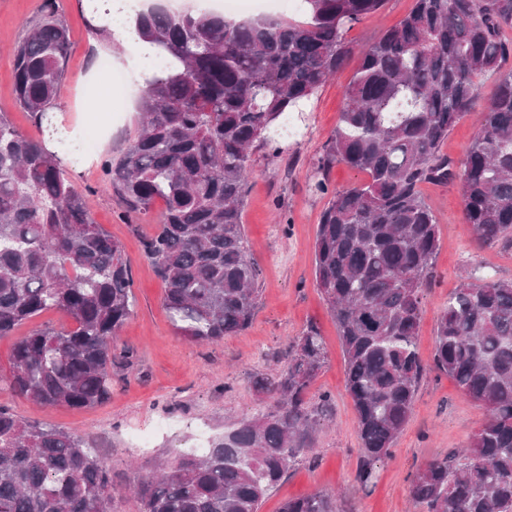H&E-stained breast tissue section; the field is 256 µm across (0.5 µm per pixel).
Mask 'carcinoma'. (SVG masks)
Here are the masks:
<instances>
[{
    "instance_id": "1",
    "label": "carcinoma",
    "mask_w": 512,
    "mask_h": 512,
    "mask_svg": "<svg viewBox=\"0 0 512 512\" xmlns=\"http://www.w3.org/2000/svg\"><path fill=\"white\" fill-rule=\"evenodd\" d=\"M384 0H300V19L228 20L221 12L153 5L128 20L163 60L145 75L138 125L104 181L133 212L163 202L145 256L164 286L177 333L215 343L250 327L261 270L241 213L256 152L280 137L341 68L349 28ZM95 36L112 40V0H88ZM512 0H414L376 41L343 96L318 167L367 175L329 191L314 241L313 275L336 324L345 389L357 418L355 481L376 465L411 417L425 371L415 341L422 296L441 247L424 183L459 181L464 223L480 246L512 249ZM69 29L47 0L13 49L17 104L41 126L59 109ZM498 73L464 156L441 152L448 131L475 108L478 77ZM134 280L122 246L95 222L59 152L0 115V340L56 310L74 323L16 341L0 382L47 406L92 408L112 397L116 332L133 313ZM286 366L255 387L272 404L213 438L200 454L135 486L142 512H259L305 447L315 423L309 389L327 362L307 326ZM433 366L487 412L469 445L419 467L408 493L427 512H512V281H464L435 322ZM110 472L79 435L29 423L0 407V512H112ZM282 512H343L316 491Z\"/></svg>"
}]
</instances>
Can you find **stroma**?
I'll list each match as a JSON object with an SVG mask.
<instances>
[{"mask_svg":"<svg viewBox=\"0 0 512 512\" xmlns=\"http://www.w3.org/2000/svg\"><path fill=\"white\" fill-rule=\"evenodd\" d=\"M71 39L58 131L42 130L15 102L11 50L39 18L45 0H0V114L26 135L44 139L51 149L60 141L77 142L84 126L101 116L102 99L87 94L95 62L111 59L125 71L131 90L141 84V67L127 50L97 41L87 25V0H56ZM413 0H385L380 11L354 24L346 38L359 46L378 39L411 8ZM357 68L349 59L305 104L291 114V130L282 136V154L255 155V174L242 211L248 245L262 269L258 309L248 331L217 343H197L173 329L162 304L163 284L143 254L145 237L156 230L155 202L145 215L126 214L103 182L100 159L119 154L137 126L138 114L126 105L118 121L103 132L95 156L76 160L72 177L97 223L118 240L134 279L136 306L118 330L112 359V397L93 408L39 406L0 387V406L31 423L49 425L83 437L97 448L112 474L117 493L114 512H141L125 489L206 446L216 434L268 405L255 391L256 376H276L283 351L307 324H316L328 355L311 393L327 392L332 405L310 430L309 449L290 467L262 502L260 512H280L285 501L315 491L343 492L353 512H424L408 494L412 473L427 460L468 444L486 419L485 408L464 397L455 381L427 371L416 394L411 418L392 455L378 463L369 491L354 488L359 462L356 415L345 391V361L336 325L313 277V245L328 198L314 189L317 177L330 188L361 184L363 172L343 164L317 171L342 109L344 90ZM422 194L434 211L441 237L436 256L437 282L426 290L416 344L424 363L433 359L434 327L448 296L461 281L477 284L512 281V250L482 249L462 215L458 182L426 184ZM288 215L281 229L276 209Z\"/></svg>","mask_w":512,"mask_h":512,"instance_id":"35a3bbf8","label":"stroma"}]
</instances>
